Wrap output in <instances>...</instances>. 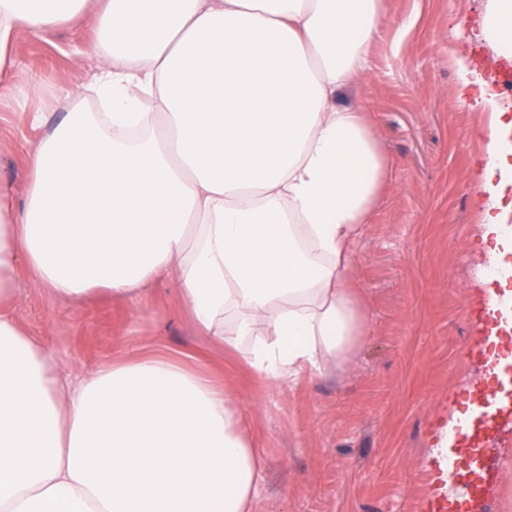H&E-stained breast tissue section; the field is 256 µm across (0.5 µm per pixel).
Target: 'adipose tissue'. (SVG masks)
Wrapping results in <instances>:
<instances>
[{"instance_id":"obj_1","label":"adipose tissue","mask_w":512,"mask_h":512,"mask_svg":"<svg viewBox=\"0 0 512 512\" xmlns=\"http://www.w3.org/2000/svg\"><path fill=\"white\" fill-rule=\"evenodd\" d=\"M86 0H0V77L19 35ZM382 0H107L94 77L107 109H73L28 158L26 200L0 181V512H252L261 456L223 391L150 356L63 388L12 319L25 266L59 297L131 299L171 277L206 335L281 384L347 362L370 326L353 245L388 163L370 106L338 105L369 74ZM488 42L512 49V0ZM472 174L481 238L501 258L512 129L498 102Z\"/></svg>"}]
</instances>
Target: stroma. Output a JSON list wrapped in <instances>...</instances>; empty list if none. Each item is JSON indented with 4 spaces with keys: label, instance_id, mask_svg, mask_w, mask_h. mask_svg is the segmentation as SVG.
<instances>
[{
    "label": "stroma",
    "instance_id": "stroma-1",
    "mask_svg": "<svg viewBox=\"0 0 512 512\" xmlns=\"http://www.w3.org/2000/svg\"><path fill=\"white\" fill-rule=\"evenodd\" d=\"M489 0H385L371 71L339 94L371 104L390 168L350 277L371 318L353 361L273 385L240 351L194 326L176 282L132 300L100 292L64 298L17 268L12 315L53 371L75 385L117 360L166 354L204 373L244 413L263 460L253 512H426L448 482L433 450L454 414L485 387L474 288L487 259L471 172L484 151L481 112L459 96L458 67L488 75L481 38ZM100 13L21 36L0 80V179L25 204L27 161L48 126L94 111Z\"/></svg>",
    "mask_w": 512,
    "mask_h": 512
}]
</instances>
